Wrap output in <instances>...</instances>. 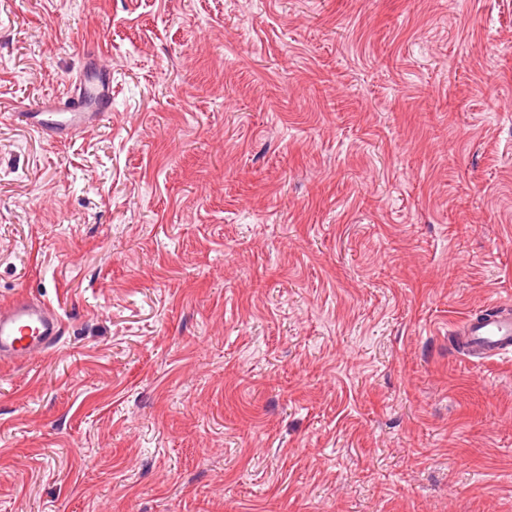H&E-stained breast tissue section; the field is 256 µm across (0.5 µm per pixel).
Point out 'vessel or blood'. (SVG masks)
<instances>
[{
	"instance_id": "vessel-or-blood-1",
	"label": "vessel or blood",
	"mask_w": 512,
	"mask_h": 512,
	"mask_svg": "<svg viewBox=\"0 0 512 512\" xmlns=\"http://www.w3.org/2000/svg\"><path fill=\"white\" fill-rule=\"evenodd\" d=\"M64 108L43 104L26 110L30 125L48 136L63 137L89 127L98 112L110 111V78L96 74L77 82ZM64 333V324L44 301L19 295L0 304V362L33 357L53 345ZM459 349L479 360L512 355V306L495 302L476 313L457 329Z\"/></svg>"
}]
</instances>
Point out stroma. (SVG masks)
<instances>
[{"label":"stroma","mask_w":512,"mask_h":512,"mask_svg":"<svg viewBox=\"0 0 512 512\" xmlns=\"http://www.w3.org/2000/svg\"><path fill=\"white\" fill-rule=\"evenodd\" d=\"M107 69L63 141L14 117ZM0 512H512V0H0ZM64 324L44 301L19 295L0 304V362L29 359L53 345ZM458 348L481 361L512 355V308L495 302L455 331Z\"/></svg>","instance_id":"obj_1"}]
</instances>
